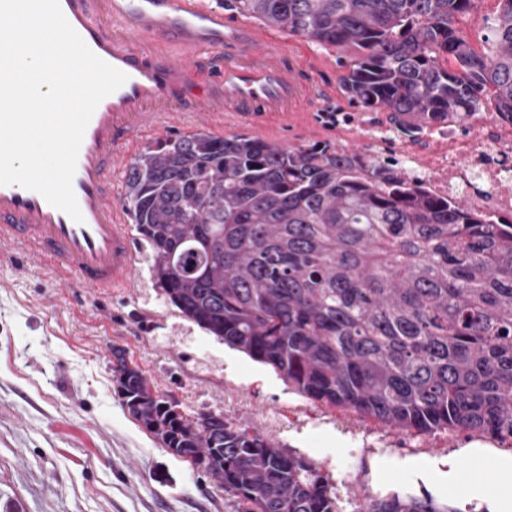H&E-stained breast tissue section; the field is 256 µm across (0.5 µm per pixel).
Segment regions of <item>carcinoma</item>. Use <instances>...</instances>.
Wrapping results in <instances>:
<instances>
[{
    "label": "carcinoma",
    "mask_w": 512,
    "mask_h": 512,
    "mask_svg": "<svg viewBox=\"0 0 512 512\" xmlns=\"http://www.w3.org/2000/svg\"><path fill=\"white\" fill-rule=\"evenodd\" d=\"M480 0H224L267 29L338 53L361 111L411 132L487 106L512 119V0L478 51L460 18ZM123 203L155 285L182 316L298 394L411 436L512 443V223L397 175L362 174L328 144L196 132L141 150ZM131 415L200 467L236 512H340L329 479L221 414L167 407L112 349ZM358 512H461L431 497H371Z\"/></svg>",
    "instance_id": "cac0c4a2"
}]
</instances>
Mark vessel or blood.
I'll use <instances>...</instances> for the list:
<instances>
[{
  "instance_id": "obj_1",
  "label": "vessel or blood",
  "mask_w": 512,
  "mask_h": 512,
  "mask_svg": "<svg viewBox=\"0 0 512 512\" xmlns=\"http://www.w3.org/2000/svg\"><path fill=\"white\" fill-rule=\"evenodd\" d=\"M103 17L121 36L103 33L87 0H59L70 26L100 59L122 71L126 83L105 97L85 130L72 181L82 222H74L39 193L0 185V249L33 248L94 290L129 288L135 258L122 206L112 197V180L126 170L145 133L184 120L222 132L226 121L298 120L311 109L306 99V65L280 64L282 41L256 25H225L211 0H98ZM225 49L214 78L194 77L197 53Z\"/></svg>"
}]
</instances>
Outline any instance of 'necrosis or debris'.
I'll return each mask as SVG.
<instances>
[{"mask_svg": "<svg viewBox=\"0 0 512 512\" xmlns=\"http://www.w3.org/2000/svg\"><path fill=\"white\" fill-rule=\"evenodd\" d=\"M322 126L336 134L337 150H351L366 169L384 166L433 195L464 198L494 221L512 219V120L497 112L449 116L415 135L400 132L389 112L326 110Z\"/></svg>", "mask_w": 512, "mask_h": 512, "instance_id": "1", "label": "necrosis or debris"}]
</instances>
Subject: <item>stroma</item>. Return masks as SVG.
<instances>
[{"instance_id": "35a3bbf8", "label": "stroma", "mask_w": 512, "mask_h": 512, "mask_svg": "<svg viewBox=\"0 0 512 512\" xmlns=\"http://www.w3.org/2000/svg\"><path fill=\"white\" fill-rule=\"evenodd\" d=\"M284 54L315 65L314 110L343 103L334 51L284 35ZM282 146L331 139L315 120L230 125ZM134 287L60 283L25 246L0 256V512H235L203 470L171 455L124 406L112 349L188 418L249 427L329 477L344 512L371 496L431 495L474 512H512L496 484L512 448L473 432L413 438L297 394L268 366L187 320L155 286L133 242Z\"/></svg>"}]
</instances>
